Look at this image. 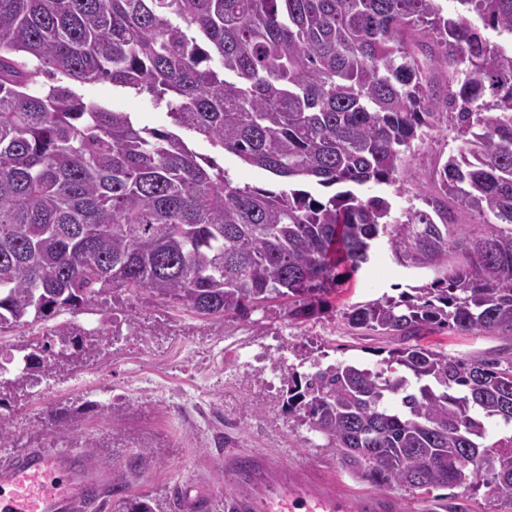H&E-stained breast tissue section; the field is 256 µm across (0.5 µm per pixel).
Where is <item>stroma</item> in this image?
Listing matches in <instances>:
<instances>
[{"label":"stroma","mask_w":512,"mask_h":512,"mask_svg":"<svg viewBox=\"0 0 512 512\" xmlns=\"http://www.w3.org/2000/svg\"><path fill=\"white\" fill-rule=\"evenodd\" d=\"M82 93L87 101L132 113L139 125L164 122L147 98L116 91L110 83L85 85ZM454 136L446 121H437L415 141L398 183H371L360 188V195L387 198L397 213L424 207L436 194L435 164L455 147ZM431 277V272L400 266L387 248H379L370 264L346 271L328 309L308 321L289 318L287 307L277 304L255 310L248 321L229 318L219 323L164 309L145 294L127 299L115 320L120 336L99 356H71L60 370L12 394L8 413L13 445L0 448V460L71 450L92 439L99 446L97 470L106 476L123 469L127 460L125 450L112 445L117 426L150 451L132 483L133 493L149 495L158 512H169L175 486L186 485L211 494L212 512H224L222 491L215 483L216 438L221 435L239 453L314 472L337 496L351 501L354 512H371L385 499L393 512H439L422 495L401 487L380 490L344 470L320 434L288 415L265 372L274 362L284 369L298 366L313 345L333 360L374 359L378 349L392 347V339L350 331L344 309ZM428 341L453 356L512 361V339L503 336L444 331ZM240 349L262 354L261 366H239ZM63 406L71 408L72 420L59 436L47 431L43 421Z\"/></svg>","instance_id":"1"}]
</instances>
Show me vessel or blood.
<instances>
[{
    "mask_svg": "<svg viewBox=\"0 0 512 512\" xmlns=\"http://www.w3.org/2000/svg\"><path fill=\"white\" fill-rule=\"evenodd\" d=\"M225 478L249 481L261 474L265 484L248 495H228L225 512H350L347 501L321 484L250 455L225 460ZM101 481L74 452H38L0 463V512H82ZM180 512H210L209 496L176 487Z\"/></svg>",
    "mask_w": 512,
    "mask_h": 512,
    "instance_id": "obj_1",
    "label": "vessel or blood"
}]
</instances>
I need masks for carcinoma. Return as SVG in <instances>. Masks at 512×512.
Instances as JSON below:
<instances>
[{"instance_id":"1","label":"carcinoma","mask_w":512,"mask_h":512,"mask_svg":"<svg viewBox=\"0 0 512 512\" xmlns=\"http://www.w3.org/2000/svg\"><path fill=\"white\" fill-rule=\"evenodd\" d=\"M456 3L448 17L439 0H0V333L144 292L219 322L286 298L307 320L339 266L370 263L383 239L434 277L343 318L399 346L380 369L310 348L311 371L281 377L282 407L379 488H470L487 471L512 504V362L421 344L445 329L512 337V51L482 32L512 36V0ZM100 81L148 97L168 125L85 102L79 88ZM441 107L459 145L426 208L395 216L357 194L398 181ZM189 133L279 188L240 185ZM110 336L55 324L0 385V408ZM70 419L59 407L46 427ZM123 504L155 512L143 496Z\"/></svg>"}]
</instances>
